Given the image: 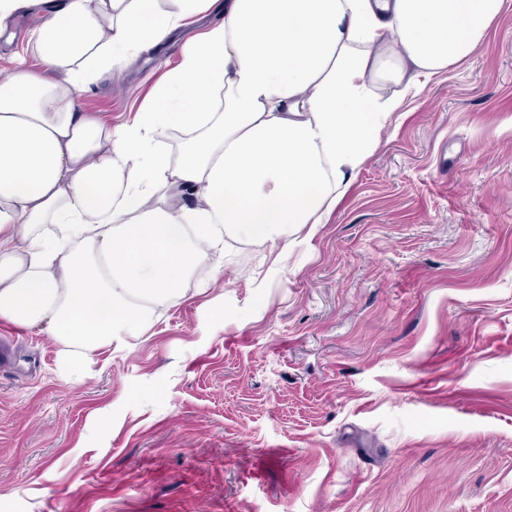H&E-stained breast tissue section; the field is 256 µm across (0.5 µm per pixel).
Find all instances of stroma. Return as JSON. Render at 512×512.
<instances>
[{"instance_id": "obj_1", "label": "stroma", "mask_w": 512, "mask_h": 512, "mask_svg": "<svg viewBox=\"0 0 512 512\" xmlns=\"http://www.w3.org/2000/svg\"><path fill=\"white\" fill-rule=\"evenodd\" d=\"M34 25L0 78L44 73ZM178 52L85 112L127 121ZM402 110L276 276L230 243L71 382L63 344L0 324V512H512V11Z\"/></svg>"}]
</instances>
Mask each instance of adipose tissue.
Here are the masks:
<instances>
[{"label":"adipose tissue","mask_w":512,"mask_h":512,"mask_svg":"<svg viewBox=\"0 0 512 512\" xmlns=\"http://www.w3.org/2000/svg\"><path fill=\"white\" fill-rule=\"evenodd\" d=\"M512 0H0L47 69L0 81V322L100 346L139 335L228 241L276 274L314 238L424 79L467 59ZM192 23L135 117L81 110ZM182 132L177 153L163 146Z\"/></svg>","instance_id":"ef3b65f1"}]
</instances>
